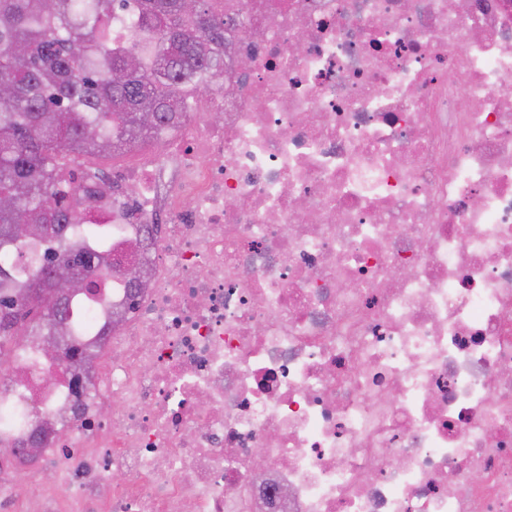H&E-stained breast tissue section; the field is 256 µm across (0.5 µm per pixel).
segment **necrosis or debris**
<instances>
[{
  "label": "necrosis or debris",
  "instance_id": "4bbe7bcc",
  "mask_svg": "<svg viewBox=\"0 0 512 512\" xmlns=\"http://www.w3.org/2000/svg\"><path fill=\"white\" fill-rule=\"evenodd\" d=\"M220 2L212 93L65 173L111 270L88 369L0 363V512H512V0Z\"/></svg>",
  "mask_w": 512,
  "mask_h": 512
}]
</instances>
